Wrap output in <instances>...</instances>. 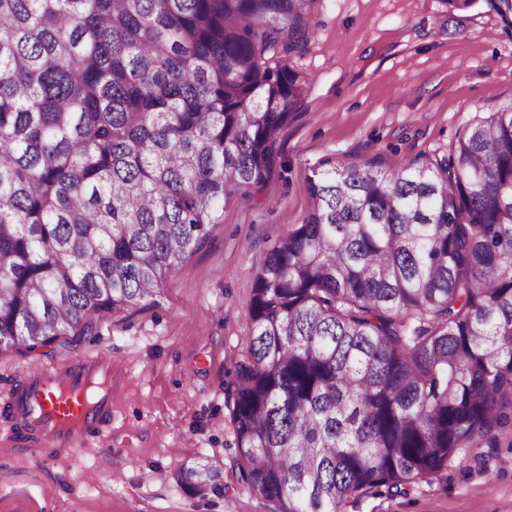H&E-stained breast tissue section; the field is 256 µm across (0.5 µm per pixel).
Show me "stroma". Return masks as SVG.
I'll use <instances>...</instances> for the list:
<instances>
[{
	"instance_id": "obj_1",
	"label": "stroma",
	"mask_w": 512,
	"mask_h": 512,
	"mask_svg": "<svg viewBox=\"0 0 512 512\" xmlns=\"http://www.w3.org/2000/svg\"><path fill=\"white\" fill-rule=\"evenodd\" d=\"M308 51L291 59L307 91L281 131L273 173L245 203L225 206L208 244L158 304L107 314L93 335L40 354H0V399L34 367L112 355V423L64 455L15 447L0 415V512H273L237 481L225 390L249 336L254 278L306 220L305 189L325 160L432 159L463 127L512 102V26L485 0H314ZM210 462L225 487L200 497L183 468ZM345 512H512V448L486 468L448 465V478L407 497L364 493Z\"/></svg>"
}]
</instances>
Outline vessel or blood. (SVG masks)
I'll return each mask as SVG.
<instances>
[{"label":"vessel or blood","mask_w":512,"mask_h":512,"mask_svg":"<svg viewBox=\"0 0 512 512\" xmlns=\"http://www.w3.org/2000/svg\"><path fill=\"white\" fill-rule=\"evenodd\" d=\"M0 411L13 422L17 447L52 454L74 449L112 419V359L98 353L33 369Z\"/></svg>","instance_id":"vessel-or-blood-1"}]
</instances>
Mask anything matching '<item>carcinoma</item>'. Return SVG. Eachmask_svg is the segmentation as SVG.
<instances>
[{
	"mask_svg": "<svg viewBox=\"0 0 512 512\" xmlns=\"http://www.w3.org/2000/svg\"><path fill=\"white\" fill-rule=\"evenodd\" d=\"M313 2L0 0V353L155 301L265 186ZM306 192L227 390L240 486L345 512L512 448V104L434 160H326ZM181 483L224 494L205 464Z\"/></svg>",
	"mask_w": 512,
	"mask_h": 512,
	"instance_id": "1",
	"label": "carcinoma"
}]
</instances>
